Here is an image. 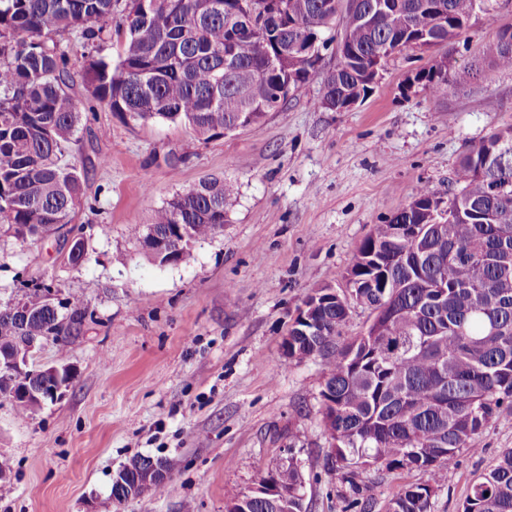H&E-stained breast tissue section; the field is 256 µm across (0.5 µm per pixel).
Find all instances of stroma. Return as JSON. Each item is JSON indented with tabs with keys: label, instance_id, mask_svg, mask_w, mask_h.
<instances>
[{
	"label": "stroma",
	"instance_id": "35a3bbf8",
	"mask_svg": "<svg viewBox=\"0 0 512 512\" xmlns=\"http://www.w3.org/2000/svg\"><path fill=\"white\" fill-rule=\"evenodd\" d=\"M448 55L480 58L512 0H488ZM336 29L309 81L256 124L209 140L185 123L121 119L73 93L82 119L67 158L83 196L70 228L22 243L0 235V302L27 284L54 287L92 312L80 334L43 344L35 360L69 366L61 398L21 416L0 398V512H226L259 472L295 459L307 512H346L353 497L386 512L408 484L433 486L431 512H461L468 490L512 448V413L486 427L480 451L461 453L442 482L426 471L374 468L352 492L333 469L320 413L322 358L283 350L315 288L346 289L359 242L407 205L421 185L447 197L467 147L512 125V71L483 67L475 83L431 95L405 91L433 51L391 57L365 101L322 109L335 67ZM181 156L177 167L163 158ZM232 181L236 200L221 235L197 242L188 262L161 266L130 236L154 209L204 178ZM87 258L66 259L74 229ZM136 456L168 460L170 487L122 503L112 474Z\"/></svg>",
	"mask_w": 512,
	"mask_h": 512
}]
</instances>
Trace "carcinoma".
Segmentation results:
<instances>
[{
  "label": "carcinoma",
  "mask_w": 512,
  "mask_h": 512,
  "mask_svg": "<svg viewBox=\"0 0 512 512\" xmlns=\"http://www.w3.org/2000/svg\"><path fill=\"white\" fill-rule=\"evenodd\" d=\"M249 0H153L143 10L130 0L117 62L96 55L112 33L114 0H0V230L23 243L71 222L82 181L66 159L81 121L69 93L73 75L61 39L75 34L91 46L81 73L89 96L134 120L185 122L209 139L259 122L309 80L319 49H294L300 38L321 40L339 25L349 46L345 61L325 73L326 110L371 91L369 68L386 64L392 47L427 32V47H448L467 30L487 0H283L262 32L247 25ZM482 59L512 70V37L497 35ZM473 65L449 62L418 71L414 80L443 96L476 78ZM449 217L420 236H398L400 224H427L436 193L423 186L402 209L364 238L355 256L373 250L399 255L359 273L375 286L353 288L319 307L313 327L298 322L288 358L324 359L322 422L344 480L358 491L357 470H423L441 479L463 451L477 453L485 427L512 409V126L492 132L461 156L454 172ZM236 193L233 183L208 177L136 225L141 241L153 233L165 252L150 259L178 265L192 246L177 243L174 226L198 242L223 230ZM49 287L35 284L24 298L0 303V353L21 336L64 343L92 317L74 299L47 305ZM373 312L364 332L336 344L351 303ZM25 305L28 316H18ZM136 457L110 496L122 503L154 466ZM257 491L227 512H305L304 475L293 460L261 472ZM433 487L412 484L388 502L387 512H430ZM462 512H512V449L470 486Z\"/></svg>",
  "instance_id": "carcinoma-1"
}]
</instances>
